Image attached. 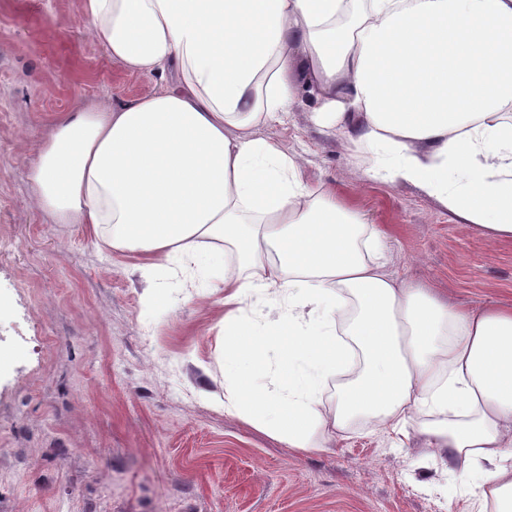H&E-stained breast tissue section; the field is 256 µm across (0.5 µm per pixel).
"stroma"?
<instances>
[{"label":"stroma","instance_id":"35a3bbf8","mask_svg":"<svg viewBox=\"0 0 512 512\" xmlns=\"http://www.w3.org/2000/svg\"><path fill=\"white\" fill-rule=\"evenodd\" d=\"M93 39L82 0H0V512H468L446 465L352 425L305 455L224 410L216 273H143L88 224L36 210L26 172L54 123L177 85ZM301 95L257 136L366 213L386 269L465 307L512 304V241L369 178Z\"/></svg>","mask_w":512,"mask_h":512}]
</instances>
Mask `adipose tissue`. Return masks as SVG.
<instances>
[{"mask_svg": "<svg viewBox=\"0 0 512 512\" xmlns=\"http://www.w3.org/2000/svg\"><path fill=\"white\" fill-rule=\"evenodd\" d=\"M128 69L179 88L57 121L32 204L150 273H224V410L302 454L352 421L454 462L475 512H512V306L459 307L384 272L365 213L313 194L257 137L314 87L312 119L488 240H512V0H82ZM285 305L248 323L253 298ZM273 388L255 386L268 352ZM346 373L329 412L321 393Z\"/></svg>", "mask_w": 512, "mask_h": 512, "instance_id": "ef3b65f1", "label": "adipose tissue"}]
</instances>
